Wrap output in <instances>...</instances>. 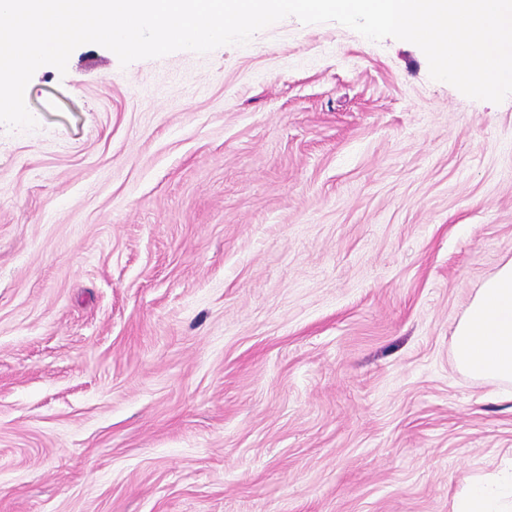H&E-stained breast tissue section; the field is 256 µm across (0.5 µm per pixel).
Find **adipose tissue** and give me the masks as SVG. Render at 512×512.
<instances>
[{
    "label": "adipose tissue",
    "mask_w": 512,
    "mask_h": 512,
    "mask_svg": "<svg viewBox=\"0 0 512 512\" xmlns=\"http://www.w3.org/2000/svg\"><path fill=\"white\" fill-rule=\"evenodd\" d=\"M453 356L460 370L497 383L512 398V259L483 283L458 321ZM454 512H512V473L473 486Z\"/></svg>",
    "instance_id": "ef3b65f1"
}]
</instances>
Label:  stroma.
<instances>
[{
    "label": "stroma",
    "mask_w": 512,
    "mask_h": 512,
    "mask_svg": "<svg viewBox=\"0 0 512 512\" xmlns=\"http://www.w3.org/2000/svg\"><path fill=\"white\" fill-rule=\"evenodd\" d=\"M0 125V512H452L512 466L453 332L512 259V96L285 18Z\"/></svg>",
    "instance_id": "obj_1"
}]
</instances>
